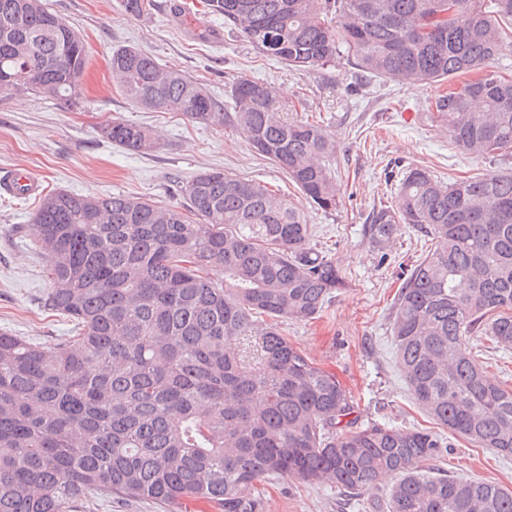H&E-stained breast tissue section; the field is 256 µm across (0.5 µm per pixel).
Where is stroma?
<instances>
[{
  "instance_id": "stroma-1",
  "label": "stroma",
  "mask_w": 512,
  "mask_h": 512,
  "mask_svg": "<svg viewBox=\"0 0 512 512\" xmlns=\"http://www.w3.org/2000/svg\"><path fill=\"white\" fill-rule=\"evenodd\" d=\"M45 3L86 43L82 92L69 102L27 91L0 94V168L30 170L50 190L123 193L174 206L185 205L184 188L196 175L221 169L302 203L297 187L237 130L133 106L112 77L110 59L113 50L140 49L203 83L219 101L241 76L274 86L282 102L305 100L336 143L327 162L339 193L335 210L305 205L304 211L314 243L330 252L346 286L313 319L285 323L284 334L351 393L358 425L430 426L398 368L391 331L392 302L424 252V240L405 227L390 247L378 248L365 234L367 216L394 203L412 169L447 182L510 170L512 153L482 158L459 151L435 119L434 87L386 82L342 59L317 70L288 68L225 28L219 14L180 17L174 0H154L140 18L128 16L122 0ZM116 118L150 127L156 149L135 154L103 139L100 125ZM38 205L32 197H0V331L50 347L69 335L72 324L41 307L48 281L32 230ZM446 442L431 468L512 490V458L458 437ZM257 512L359 509L345 504L334 487L281 477L260 484Z\"/></svg>"
}]
</instances>
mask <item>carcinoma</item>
Here are the masks:
<instances>
[{
    "instance_id": "1",
    "label": "carcinoma",
    "mask_w": 512,
    "mask_h": 512,
    "mask_svg": "<svg viewBox=\"0 0 512 512\" xmlns=\"http://www.w3.org/2000/svg\"><path fill=\"white\" fill-rule=\"evenodd\" d=\"M203 0L255 49L298 70L344 56L384 81L437 88L432 109L457 149L512 151V73L488 71L512 41V0ZM152 0H123L140 17ZM83 41L44 0H0L3 92L75 99ZM112 74L139 108L241 131L316 209H336L322 124L288 118L273 88L237 79L222 105L135 48ZM460 86L443 89L450 78ZM102 138L136 154L152 131L115 120ZM187 211L128 194L48 193L32 218L46 260L43 307L74 322L51 348L0 333V512H79L102 490L220 512H256L257 484L293 477L359 496L376 512H512V490L431 471L428 429L357 426L353 399L281 331L344 286L311 243L305 212L259 183L208 170ZM408 224L430 241L399 288L396 360L435 424L512 456V388L469 344L512 349V171L444 184L413 169L365 231L384 249ZM224 269V281L209 276Z\"/></svg>"
}]
</instances>
